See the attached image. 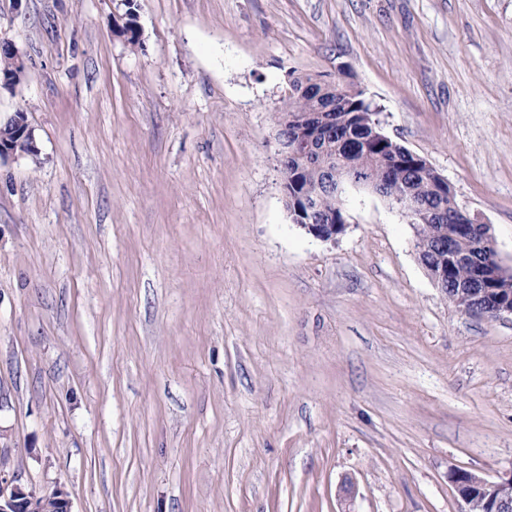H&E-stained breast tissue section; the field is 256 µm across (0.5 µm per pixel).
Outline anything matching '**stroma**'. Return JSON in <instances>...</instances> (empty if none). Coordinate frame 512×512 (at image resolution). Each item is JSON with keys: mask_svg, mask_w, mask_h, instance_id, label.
<instances>
[{"mask_svg": "<svg viewBox=\"0 0 512 512\" xmlns=\"http://www.w3.org/2000/svg\"><path fill=\"white\" fill-rule=\"evenodd\" d=\"M0 39L38 148L0 162V469L72 512H465L454 472H512V319L367 189L293 224L273 121L345 76L512 269V0H0ZM0 57H5L11 64V69L15 71L14 76L11 73L5 75V70L0 71V86L18 81L24 73L26 65L15 44L11 41H0Z\"/></svg>", "mask_w": 512, "mask_h": 512, "instance_id": "obj_1", "label": "stroma"}]
</instances>
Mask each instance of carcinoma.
I'll use <instances>...</instances> for the list:
<instances>
[{"mask_svg":"<svg viewBox=\"0 0 512 512\" xmlns=\"http://www.w3.org/2000/svg\"><path fill=\"white\" fill-rule=\"evenodd\" d=\"M330 110L333 123L320 134L319 153L315 164L290 161L288 171L294 175L290 189L296 193L318 195L319 213H338L343 207L342 196L326 186V170L353 173L371 180L381 196L396 203L411 195L417 197L430 220L412 221L416 233L415 247L422 248L421 261L427 269L448 265L449 293L463 306L477 301L480 296L498 290L504 296L512 295V275L496 280L487 278L494 266L488 251L480 247L479 239L470 228L448 217L449 200L432 189L430 172L413 163L410 150L397 163L388 156L379 143L371 140L378 131L379 120L362 92L350 98L321 93L318 79L310 75H289L288 97L275 113V125L290 112L307 114ZM359 149L351 153L348 145ZM440 242L444 249L436 251L431 244Z\"/></svg>","mask_w":512,"mask_h":512,"instance_id":"carcinoma-1","label":"carcinoma"}]
</instances>
